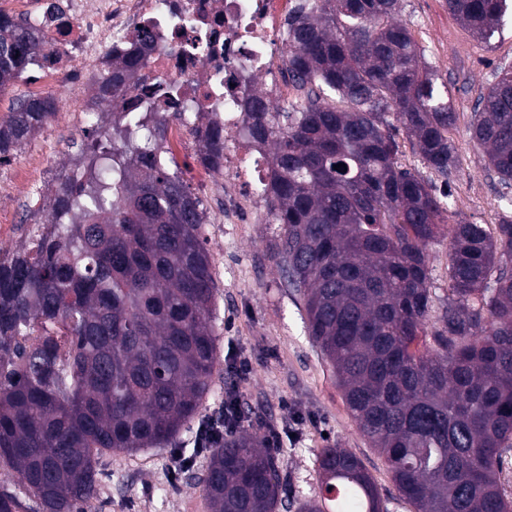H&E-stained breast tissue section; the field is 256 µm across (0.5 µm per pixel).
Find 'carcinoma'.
<instances>
[{"label": "carcinoma", "instance_id": "obj_1", "mask_svg": "<svg viewBox=\"0 0 512 512\" xmlns=\"http://www.w3.org/2000/svg\"><path fill=\"white\" fill-rule=\"evenodd\" d=\"M448 9L490 45L509 4ZM399 12L400 0H297L287 61L302 100L269 112L256 96L244 134L272 147L264 198L283 283L400 496L413 512H512L498 478L512 450V216L493 233L453 223L450 193L399 161L403 131L437 177L456 169L448 84ZM39 43L26 21L0 17V91ZM137 65L135 52L113 62L102 97L118 102ZM55 110L49 97L20 101L0 122V165ZM165 128L164 115L131 112L111 141L89 136L84 183L49 204L56 233L0 264V464L33 512H84L102 455L172 444L210 392L216 281L200 201L159 152ZM469 131L511 187V65L494 70ZM197 132L203 166L223 173L221 127ZM448 223V298L430 332L428 246ZM206 452L196 485L210 512H381L371 473L335 445L316 456L318 499L282 497L263 435L234 431ZM19 509L0 486V512Z\"/></svg>", "mask_w": 512, "mask_h": 512}]
</instances>
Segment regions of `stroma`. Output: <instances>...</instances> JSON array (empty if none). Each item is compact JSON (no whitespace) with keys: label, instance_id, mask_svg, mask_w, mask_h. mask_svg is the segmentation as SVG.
I'll use <instances>...</instances> for the list:
<instances>
[{"label":"stroma","instance_id":"obj_1","mask_svg":"<svg viewBox=\"0 0 512 512\" xmlns=\"http://www.w3.org/2000/svg\"><path fill=\"white\" fill-rule=\"evenodd\" d=\"M399 18L424 61L451 91L456 123L449 136L457 155L449 184L451 207L466 221L495 226L503 215H512V190L503 189L489 170L486 152L471 139L469 125L495 67L512 63V15L505 16L504 31L490 46L449 13L446 0H401ZM50 125L51 142L34 136L14 160L20 163L46 153L53 162L44 175L55 180L81 164L82 148L64 113H57ZM171 157L207 215L205 235L218 289L222 331L206 413L223 406L231 387L240 399L243 431L280 432L278 457L287 496L319 495L315 456L319 448L333 444L361 458L375 479L384 512H412L384 460L359 432L331 367L311 343L301 301L280 285L272 254L277 225L265 219L225 223L223 177L209 173L194 156L175 151ZM241 359L250 363L243 377L232 369ZM99 469L98 495L91 502L94 512H208L189 474L174 473L171 449L107 454Z\"/></svg>","mask_w":512,"mask_h":512}]
</instances>
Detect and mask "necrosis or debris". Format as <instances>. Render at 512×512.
<instances>
[{"label":"necrosis or debris","instance_id":"1","mask_svg":"<svg viewBox=\"0 0 512 512\" xmlns=\"http://www.w3.org/2000/svg\"><path fill=\"white\" fill-rule=\"evenodd\" d=\"M292 0H39L34 19L46 54L36 74L24 75L32 91L64 88L80 103L86 129L112 125L123 112H182L164 149L186 148L187 130L200 118L224 127V179L233 189L227 206L262 194L271 160L264 146L243 138L244 108L257 91L279 103L287 71L285 20ZM154 37L118 103L98 88L141 29Z\"/></svg>","mask_w":512,"mask_h":512}]
</instances>
